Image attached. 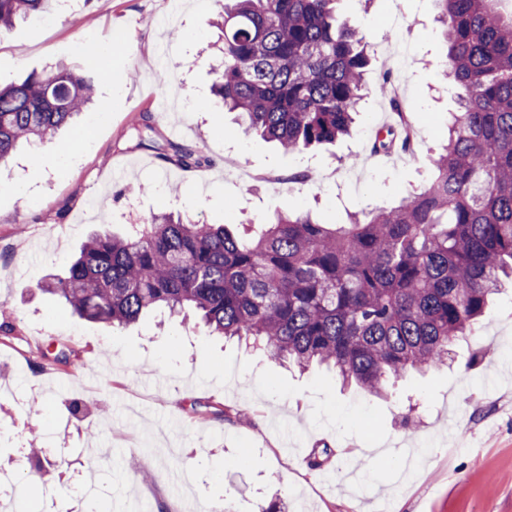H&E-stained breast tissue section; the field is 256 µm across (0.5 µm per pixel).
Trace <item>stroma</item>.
<instances>
[{"mask_svg": "<svg viewBox=\"0 0 512 512\" xmlns=\"http://www.w3.org/2000/svg\"><path fill=\"white\" fill-rule=\"evenodd\" d=\"M223 11L224 0H181L173 15L166 0H70L0 34L2 87L121 47L98 71L95 108L0 165V302L14 327L0 336V465L33 512H77L90 474L100 512H140L143 498L153 512H377L379 492L392 512H512L511 287L442 369L408 372L382 397L208 335L191 315L113 328L38 288L103 224L122 235L159 211L234 226L310 211L336 224L425 185L459 93L442 78L436 0H338L368 43L370 91L351 135L294 155L214 104ZM167 70L174 79L158 83ZM389 73L417 111L405 155L373 149L393 110L376 91ZM153 88L175 104L166 117L148 110ZM176 145L206 166L168 162ZM228 156L250 180L225 169ZM299 168L310 183L288 182ZM61 350L70 364L54 363Z\"/></svg>", "mask_w": 512, "mask_h": 512, "instance_id": "1", "label": "stroma"}]
</instances>
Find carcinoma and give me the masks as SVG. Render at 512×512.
I'll return each mask as SVG.
<instances>
[{
	"mask_svg": "<svg viewBox=\"0 0 512 512\" xmlns=\"http://www.w3.org/2000/svg\"><path fill=\"white\" fill-rule=\"evenodd\" d=\"M57 0H0V31L45 19ZM337 0H224L213 89L227 112L289 153L350 132L368 93L367 45ZM444 75L462 89L434 177L388 209L323 224L277 213L255 233L153 213L126 236H90L64 276L39 283L82 318L125 327L190 307L212 334L253 337L276 359L314 363L380 396L436 369L512 282V15L496 0H436ZM98 68L57 64L0 87V163L53 138L95 94ZM408 143L404 125L375 149ZM167 160L206 163L178 148Z\"/></svg>",
	"mask_w": 512,
	"mask_h": 512,
	"instance_id": "cac0c4a2",
	"label": "carcinoma"
}]
</instances>
